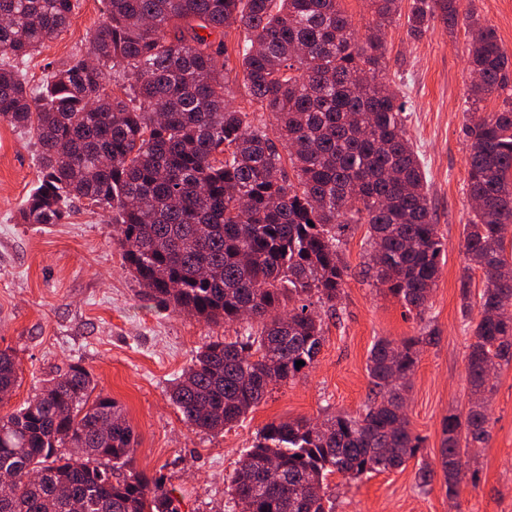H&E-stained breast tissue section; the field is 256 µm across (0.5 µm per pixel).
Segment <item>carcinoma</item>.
Wrapping results in <instances>:
<instances>
[{
	"mask_svg": "<svg viewBox=\"0 0 512 512\" xmlns=\"http://www.w3.org/2000/svg\"><path fill=\"white\" fill-rule=\"evenodd\" d=\"M339 2L103 0L106 20L86 53L32 87L16 61L67 30L77 0H0V119L38 144L24 223L65 224L74 200L86 199L107 213L147 295L206 322L258 324L205 345L171 386L193 429L224 431L313 366L325 334L313 305L333 310L340 299L348 225H367L371 285L420 317L436 288L444 243L406 136L405 102L386 74L383 29L401 0H369L362 36ZM462 2L411 0L410 34L436 18L455 23ZM470 26L475 117L465 138L476 205L460 288L472 398L442 422L450 497L466 449L491 438L485 394L498 361L512 357V100L484 106L508 87V58L493 28ZM201 29L239 38L215 43ZM109 70L122 82L107 94ZM232 72L246 107L231 103ZM259 112L272 116L281 145ZM473 269L483 274L475 318ZM438 340L429 324L399 342L378 339L367 364L374 397L356 414L264 425L230 477L241 512H333L328 475L383 473L416 457L423 439L405 394L422 348ZM17 378L15 358L0 350V403ZM96 388L73 364L0 415V476L25 477L0 492V512H181L162 474L127 469L133 428Z\"/></svg>",
	"mask_w": 512,
	"mask_h": 512,
	"instance_id": "1",
	"label": "carcinoma"
}]
</instances>
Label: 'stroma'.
Returning <instances> with one entry per match:
<instances>
[{"instance_id": "stroma-1", "label": "stroma", "mask_w": 512, "mask_h": 512, "mask_svg": "<svg viewBox=\"0 0 512 512\" xmlns=\"http://www.w3.org/2000/svg\"><path fill=\"white\" fill-rule=\"evenodd\" d=\"M470 7L453 25L431 21L419 37L410 35L403 19L386 30L388 73L405 93L407 133L429 173L434 219L445 242L424 318L364 281L367 227L350 225L345 258L351 275L336 312L322 314L327 332L315 365L274 388L243 423L221 434L189 428L169 388L198 349L244 336L245 324L207 322L145 297L124 267L106 213L88 200L73 202L67 223H22L20 209L37 180L38 145L32 132L0 121V350L13 354L18 366V385L0 414L32 398L40 380L81 363L121 404L134 429L131 469L162 473L167 488L182 498V512H238L228 477L255 432L272 421L358 411L372 395L366 363L375 341L417 335L427 320L440 340L424 348L405 408L423 449L391 472L355 480L329 475L335 512H512V360L495 372L491 439L471 450L455 496L446 492L438 461L443 419L470 399V335L460 313L464 226L471 216L462 132L470 16L495 30L512 59V0H470ZM104 19L102 0H77L69 30L22 64L29 84L41 85L73 55L85 53L88 34ZM426 464L434 475L423 487L417 475Z\"/></svg>"}]
</instances>
